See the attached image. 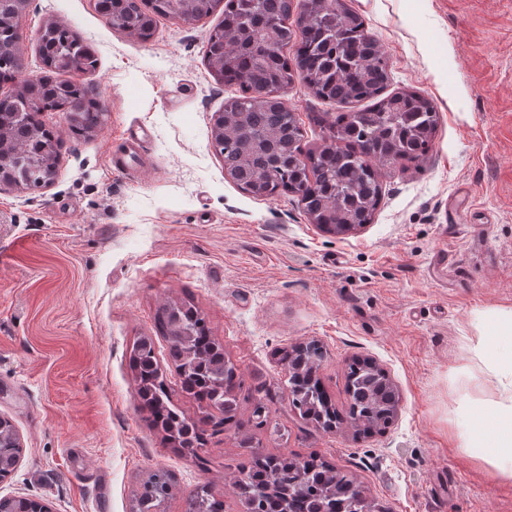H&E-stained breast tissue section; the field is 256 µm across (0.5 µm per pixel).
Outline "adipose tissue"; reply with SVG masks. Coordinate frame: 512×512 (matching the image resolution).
<instances>
[{"label":"adipose tissue","mask_w":512,"mask_h":512,"mask_svg":"<svg viewBox=\"0 0 512 512\" xmlns=\"http://www.w3.org/2000/svg\"><path fill=\"white\" fill-rule=\"evenodd\" d=\"M496 330L482 345L485 364L495 376L503 377L496 412L477 415L469 447L482 455L502 480L512 482V311L497 312L491 319Z\"/></svg>","instance_id":"1"}]
</instances>
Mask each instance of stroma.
<instances>
[{
    "label": "stroma",
    "mask_w": 512,
    "mask_h": 512,
    "mask_svg": "<svg viewBox=\"0 0 512 512\" xmlns=\"http://www.w3.org/2000/svg\"><path fill=\"white\" fill-rule=\"evenodd\" d=\"M386 52L389 91H417L439 115L418 168L383 174L371 224L339 238L296 198L255 197L224 172L212 145L233 93L207 67L208 31L224 18H159L146 42L116 31L94 0H32L21 22L23 77L41 75L38 31L56 21L95 53L85 75L108 118L59 140L53 184L0 191V416L22 438L4 496L51 512H131L165 470V512L201 484L240 512L229 484L252 452L318 454L351 472L383 512H512V482L465 447L466 413L493 412L498 380L477 349L488 317L512 310V0H346ZM284 100L306 146L313 113L335 105L294 82ZM192 303L246 385L274 397L261 427L241 401L237 423L183 453L145 419L128 359L152 339L171 401L181 388L160 308ZM318 343L316 373L346 411L352 359L370 360L399 392L394 422L329 432L287 403L283 351Z\"/></svg>",
    "instance_id": "1"
}]
</instances>
